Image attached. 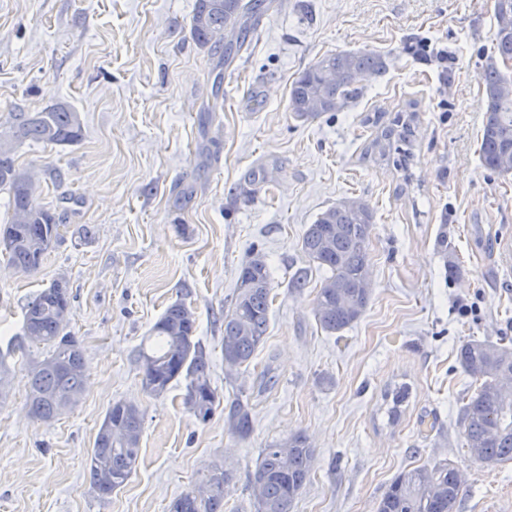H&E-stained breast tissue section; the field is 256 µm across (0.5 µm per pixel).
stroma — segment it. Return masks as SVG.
<instances>
[{"instance_id": "obj_1", "label": "stroma", "mask_w": 512, "mask_h": 512, "mask_svg": "<svg viewBox=\"0 0 512 512\" xmlns=\"http://www.w3.org/2000/svg\"><path fill=\"white\" fill-rule=\"evenodd\" d=\"M194 5L0 0V122L17 108L63 104L83 129L73 145L16 150L60 237L34 274L0 255V350L23 340L28 301L62 277L88 374L80 403L42 422L26 395L45 348L23 341L9 357L0 512H167L215 464L236 476L224 512H254L247 485L262 448L298 432L317 465L293 512H373L401 470L444 461L463 476L458 512H512V463L476 462L459 423L472 390L459 347L474 338L512 346V174L479 157L493 0H278L228 64L192 40ZM344 50L384 54L385 79H367L341 111L296 118L292 82ZM411 104L410 173L362 159L365 116ZM258 168L263 181L250 183ZM344 198L374 210L373 291L363 316L330 336L312 311L325 272L300 243ZM256 255L272 274L271 323L251 365L231 374L224 313ZM180 299L195 311L221 400L205 423L185 408L184 382L151 396L133 361ZM403 385L395 419L390 394ZM239 392L252 405L245 439L224 425L222 403ZM118 401L144 413L140 457L128 483L103 497L88 457Z\"/></svg>"}]
</instances>
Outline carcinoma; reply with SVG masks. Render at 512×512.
Returning a JSON list of instances; mask_svg holds the SVG:
<instances>
[{
  "mask_svg": "<svg viewBox=\"0 0 512 512\" xmlns=\"http://www.w3.org/2000/svg\"><path fill=\"white\" fill-rule=\"evenodd\" d=\"M275 7V0H196L190 34L202 48L223 54L231 62L248 44L253 21ZM497 23L495 56L479 71L486 96L479 153L489 170L512 173V77L498 62L512 61V0H494ZM385 58L377 53L339 51L310 64L292 82L288 108L300 119L338 112L359 99L363 81L384 77ZM414 114L397 113L379 125L370 152L380 161L409 142ZM82 139L79 113L67 106L40 112H13L7 130L0 133V189L11 198L9 220L0 234L12 233L18 244L4 251L7 261L22 273H34L60 236L59 221L35 201L37 185L26 169L16 165L14 146L31 141L44 145H72ZM374 211L365 201L345 199L327 207L309 225L301 251L327 276L313 300V315L320 329L336 335L365 313L372 289L365 287ZM272 283L265 261L255 256L238 275L234 302L224 314V356L229 372L250 366L263 346L270 320ZM71 316L68 291L50 284L28 302L23 336L48 349L30 369L27 405L32 417L51 421L76 407L85 393L84 349L67 332ZM193 308L179 300L169 305L149 330L138 351L137 364L147 393L163 396L183 379V404L194 417L208 421L219 403L211 385L210 358L196 339ZM464 372L476 383L463 408L460 424L470 455L486 465L512 461V348L491 341L469 340L458 350ZM144 418L140 408L116 402L107 411L89 461L90 482L103 497L123 487L136 469ZM224 426L245 439L253 432L251 405L236 395L224 407ZM316 465L309 438L296 433L269 443L249 478L255 512H292ZM462 480L449 462L401 471L377 502L375 512H457ZM233 487V474L211 468L190 491L175 498L168 512H224Z\"/></svg>",
  "mask_w": 512,
  "mask_h": 512,
  "instance_id": "cac0c4a2",
  "label": "carcinoma"
}]
</instances>
